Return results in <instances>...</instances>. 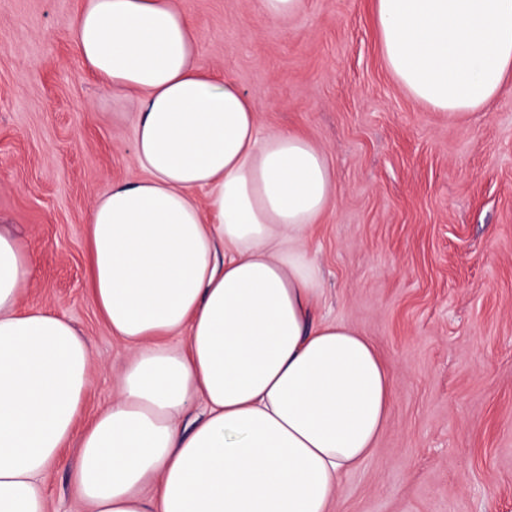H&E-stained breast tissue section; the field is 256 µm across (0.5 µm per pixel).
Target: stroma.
Instances as JSON below:
<instances>
[{"label": "stroma", "instance_id": "stroma-1", "mask_svg": "<svg viewBox=\"0 0 512 512\" xmlns=\"http://www.w3.org/2000/svg\"><path fill=\"white\" fill-rule=\"evenodd\" d=\"M197 62L232 78L263 130L322 147L337 203L308 246L318 317L358 329L393 369L371 456L344 476L341 512H512V90L481 112H435L383 62L370 0H177ZM80 0H0V225L36 257L20 306L65 315L94 351L81 416L112 401L127 354L85 287L86 218L140 174L133 116L86 71ZM64 448L51 512H81ZM301 0H261V8L270 20H285L299 10Z\"/></svg>", "mask_w": 512, "mask_h": 512}]
</instances>
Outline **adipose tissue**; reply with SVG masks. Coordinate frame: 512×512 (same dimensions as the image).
I'll list each match as a JSON object with an SVG mask.
<instances>
[{"mask_svg": "<svg viewBox=\"0 0 512 512\" xmlns=\"http://www.w3.org/2000/svg\"><path fill=\"white\" fill-rule=\"evenodd\" d=\"M372 2L387 70L429 109L480 112L512 84V0ZM73 27L134 114L142 173L87 217L91 295L128 353L77 428L92 350L64 315L20 310L34 259L0 226V512H49L41 483L73 440L87 512H338L394 390L365 336L314 317L308 238L336 204L324 150L263 131L238 84L198 64L174 0H82Z\"/></svg>", "mask_w": 512, "mask_h": 512, "instance_id": "obj_1", "label": "adipose tissue"}]
</instances>
